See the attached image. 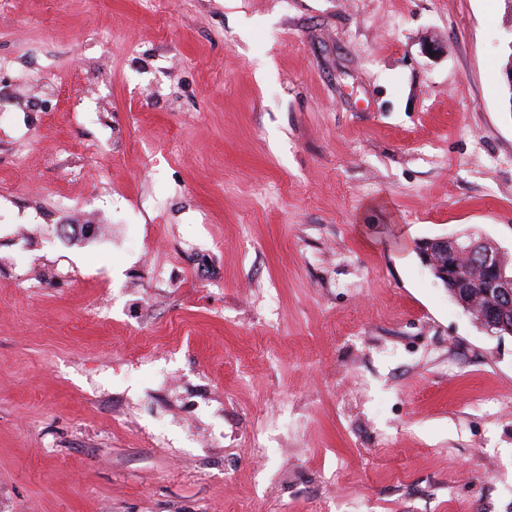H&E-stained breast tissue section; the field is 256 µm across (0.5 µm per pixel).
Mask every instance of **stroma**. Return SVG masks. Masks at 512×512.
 Here are the masks:
<instances>
[{"instance_id":"stroma-1","label":"stroma","mask_w":512,"mask_h":512,"mask_svg":"<svg viewBox=\"0 0 512 512\" xmlns=\"http://www.w3.org/2000/svg\"><path fill=\"white\" fill-rule=\"evenodd\" d=\"M0 58V512H512V337L416 251L512 256V0H0Z\"/></svg>"}]
</instances>
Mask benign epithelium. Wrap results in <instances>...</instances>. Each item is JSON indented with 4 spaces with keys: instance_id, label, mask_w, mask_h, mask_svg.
Returning <instances> with one entry per match:
<instances>
[{
    "instance_id": "benign-epithelium-1",
    "label": "benign epithelium",
    "mask_w": 512,
    "mask_h": 512,
    "mask_svg": "<svg viewBox=\"0 0 512 512\" xmlns=\"http://www.w3.org/2000/svg\"><path fill=\"white\" fill-rule=\"evenodd\" d=\"M425 265L451 283L477 324L492 336L512 335V269L486 237L442 236L420 242Z\"/></svg>"
}]
</instances>
